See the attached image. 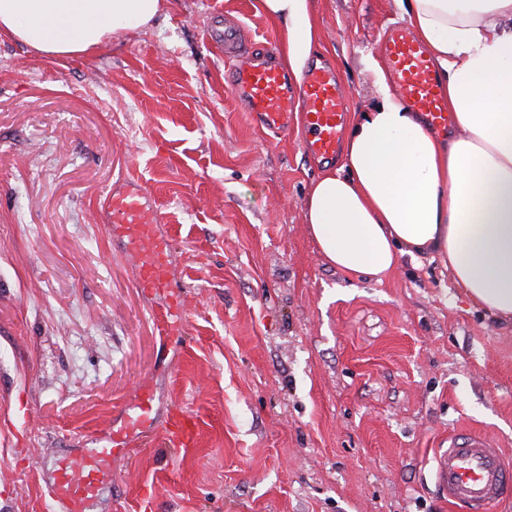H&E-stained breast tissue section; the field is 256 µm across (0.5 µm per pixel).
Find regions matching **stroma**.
Instances as JSON below:
<instances>
[{
	"instance_id": "obj_1",
	"label": "stroma",
	"mask_w": 512,
	"mask_h": 512,
	"mask_svg": "<svg viewBox=\"0 0 512 512\" xmlns=\"http://www.w3.org/2000/svg\"><path fill=\"white\" fill-rule=\"evenodd\" d=\"M354 112L401 23L394 0H312ZM279 44L258 0H163L143 30L49 60L0 36V512H59L58 457L151 421L92 512H462L432 456L471 431L512 457V325L450 272L404 257L383 280L327 264L304 219L327 171L302 121L254 128L211 16ZM136 179L164 222L180 335L109 236L103 200ZM193 444L163 437L174 410Z\"/></svg>"
}]
</instances>
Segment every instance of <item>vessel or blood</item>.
Listing matches in <instances>:
<instances>
[{"mask_svg":"<svg viewBox=\"0 0 512 512\" xmlns=\"http://www.w3.org/2000/svg\"><path fill=\"white\" fill-rule=\"evenodd\" d=\"M208 35L223 46L224 59L232 71L230 90L254 126L283 134L294 115H301L305 152L320 161L335 159L348 98L330 65L313 64L303 84L298 85L272 52H254L245 46L237 19L212 17ZM383 51L402 90L404 104L420 113L434 129L447 130L448 103L423 45L393 24L383 34ZM106 208L112 237L137 258L138 288L147 293L169 288V244L160 231L158 217L150 211L146 187L125 182L108 197ZM135 409V414L127 416L122 431L111 433L100 446L63 457L53 469L47 491L60 512H88L99 490L110 482L111 465L125 453L130 434L150 420V395H142ZM167 434L188 442L194 434V422L184 413H175ZM434 478L451 506L466 507L467 512H487L512 484V458L491 447L480 435L453 434L447 447L434 455Z\"/></svg>","mask_w":512,"mask_h":512,"instance_id":"vessel-or-blood-1","label":"vessel or blood"}]
</instances>
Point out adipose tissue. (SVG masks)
I'll return each mask as SVG.
<instances>
[{"label":"adipose tissue","instance_id":"1","mask_svg":"<svg viewBox=\"0 0 512 512\" xmlns=\"http://www.w3.org/2000/svg\"><path fill=\"white\" fill-rule=\"evenodd\" d=\"M438 73L455 137L410 111L381 68L376 102L352 118L338 168L304 217L330 265L383 277L402 256L451 270L469 299L512 321V0H395ZM302 78L319 29L311 0H260ZM162 0H0V33L49 59L89 54L148 26Z\"/></svg>","mask_w":512,"mask_h":512}]
</instances>
